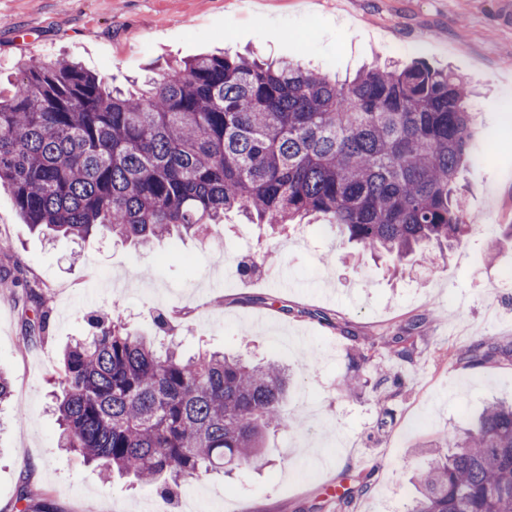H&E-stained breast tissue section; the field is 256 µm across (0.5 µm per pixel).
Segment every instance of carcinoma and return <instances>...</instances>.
Wrapping results in <instances>:
<instances>
[{
  "label": "carcinoma",
  "mask_w": 512,
  "mask_h": 512,
  "mask_svg": "<svg viewBox=\"0 0 512 512\" xmlns=\"http://www.w3.org/2000/svg\"><path fill=\"white\" fill-rule=\"evenodd\" d=\"M466 96L459 76L420 63L339 83L220 52L170 64L138 92L109 91L68 60L24 62L0 91V186L33 227L81 244L147 247L235 209L252 224L318 218L396 266L430 249L445 259L475 228L458 183L482 159ZM89 326L58 371L60 447L167 493L262 459L284 421L288 366ZM489 346L457 358L478 365ZM413 353L412 337H395V357ZM413 485L406 512H512V403L448 433Z\"/></svg>",
  "instance_id": "carcinoma-1"
}]
</instances>
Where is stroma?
<instances>
[{"label": "stroma", "mask_w": 512, "mask_h": 512, "mask_svg": "<svg viewBox=\"0 0 512 512\" xmlns=\"http://www.w3.org/2000/svg\"><path fill=\"white\" fill-rule=\"evenodd\" d=\"M223 50L297 57L339 78L389 59L462 76L475 91L476 140L492 151L459 182L471 218L494 230L400 274L339 243L333 226L274 230L234 213L203 239L81 248L34 233L0 188V276L12 282L0 287V371L13 390L0 406V512H16L23 492L54 512H338L332 483L354 490L351 512H405L426 445L489 399L512 397V290L495 286L512 258L501 231L512 224V120L502 110L512 105V24L500 0H0L6 86L23 60L70 58L121 86ZM40 310L47 327L32 341L25 322ZM96 317L148 337L164 317L186 353L288 364L285 420L267 434L262 464L164 496L59 451L53 380L64 348ZM407 328L415 353L404 362L388 342ZM483 336L497 350L480 366L455 358ZM363 482L368 492H358Z\"/></svg>", "instance_id": "stroma-1"}]
</instances>
